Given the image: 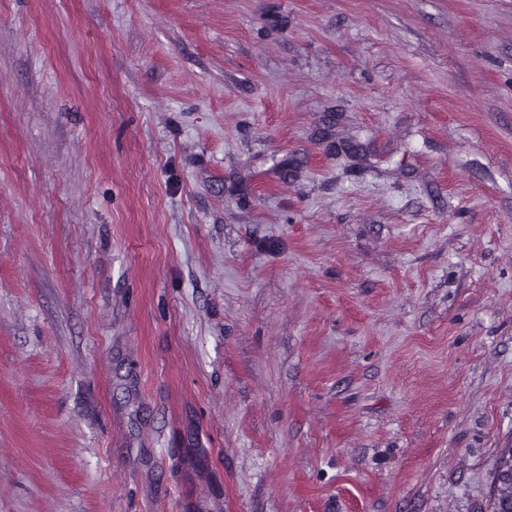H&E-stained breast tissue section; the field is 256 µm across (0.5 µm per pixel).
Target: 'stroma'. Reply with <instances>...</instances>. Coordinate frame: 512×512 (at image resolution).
Listing matches in <instances>:
<instances>
[{"mask_svg":"<svg viewBox=\"0 0 512 512\" xmlns=\"http://www.w3.org/2000/svg\"><path fill=\"white\" fill-rule=\"evenodd\" d=\"M512 0H0V512H491Z\"/></svg>","mask_w":512,"mask_h":512,"instance_id":"35a3bbf8","label":"stroma"}]
</instances>
